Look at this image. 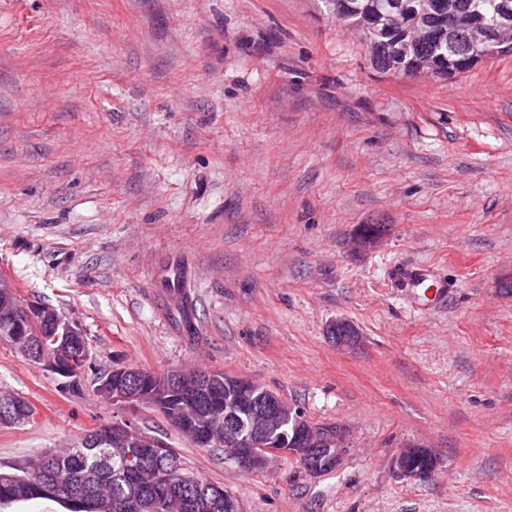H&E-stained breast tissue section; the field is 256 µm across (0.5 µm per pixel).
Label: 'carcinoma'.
Segmentation results:
<instances>
[{
	"mask_svg": "<svg viewBox=\"0 0 512 512\" xmlns=\"http://www.w3.org/2000/svg\"><path fill=\"white\" fill-rule=\"evenodd\" d=\"M512 0H322L326 9L336 18L358 27L360 35L372 48V66L381 72L410 74L422 60H436L438 78H448V64L460 57L469 45L468 35L462 33L455 42H448V35L438 36L428 31V36L405 57L397 55L403 34L390 28L387 11L404 7L409 19L416 24L431 19L435 5L457 4L462 10L483 14L488 22L495 18L496 6ZM484 59L512 56V28L499 45L478 46L469 50ZM37 331V324L30 322L15 297L0 295V339L14 346L23 356L28 352V337ZM44 359L56 360L67 367L64 378L77 387L85 368L83 350L78 345L60 349L47 345ZM139 390L150 409L161 414L178 432L187 427L204 436L216 431V424L209 411L185 401L175 390L174 381L167 374H157L145 369H130ZM219 386L216 391L236 406L245 424L251 423V402L258 401L267 390L255 386L253 398L239 403L238 394L230 384L224 383V373H217ZM103 436L106 442L100 448H83L90 437ZM146 447L158 449V454L141 458L138 469L131 473L124 465V457L133 452L126 443L112 438L109 426L87 434L71 446L42 453L11 471H0V505L33 499H51L60 502L69 512H130V503H141L140 512H150L152 499L164 496L167 512H225L224 502H213L208 496L181 479L180 462L175 451L166 443L148 434Z\"/></svg>",
	"mask_w": 512,
	"mask_h": 512,
	"instance_id": "obj_1",
	"label": "carcinoma"
}]
</instances>
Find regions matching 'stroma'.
Wrapping results in <instances>:
<instances>
[{"instance_id": "stroma-1", "label": "stroma", "mask_w": 512, "mask_h": 512, "mask_svg": "<svg viewBox=\"0 0 512 512\" xmlns=\"http://www.w3.org/2000/svg\"><path fill=\"white\" fill-rule=\"evenodd\" d=\"M369 57L321 0H0V274L91 350L73 390L0 342V390L38 409L0 425V471L111 423L120 361L347 428L331 472L246 473L134 412L241 512H512V56L448 80ZM410 445L431 480L393 471ZM334 328V335L336 336V346L344 349H352L357 346L360 341L359 332L357 329L346 319H336L331 324ZM424 458L427 461L425 464ZM414 459L418 467L413 463ZM393 469L395 473L402 479L410 481H427L430 480L438 471L440 462L436 454L429 448H422L421 446H411L410 448H403L393 458ZM422 466V467H420Z\"/></svg>"}]
</instances>
